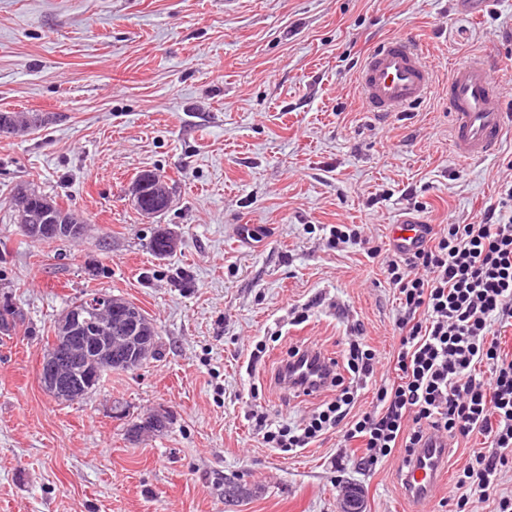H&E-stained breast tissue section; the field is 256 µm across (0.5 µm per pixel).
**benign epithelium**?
I'll use <instances>...</instances> for the list:
<instances>
[{
	"mask_svg": "<svg viewBox=\"0 0 512 512\" xmlns=\"http://www.w3.org/2000/svg\"><path fill=\"white\" fill-rule=\"evenodd\" d=\"M17 195L19 201L15 214L22 215L24 230L29 235L39 238L82 234L77 215L34 208L30 204L32 190L29 187L20 189ZM172 198L168 182L152 171L143 172L129 191V200L146 219L166 210ZM60 327L62 334L56 337L52 354L42 360L39 373L42 384L61 400L94 386V381L88 375L70 369L64 356V350L79 346L84 338L102 333L111 335L110 340L104 343L100 341L94 346L98 375L112 370L114 366L136 367L150 353L139 311L110 294H98L77 303L62 317ZM164 421V416L153 413L135 423L132 432L151 433L160 428Z\"/></svg>",
	"mask_w": 512,
	"mask_h": 512,
	"instance_id": "obj_1",
	"label": "benign epithelium"
}]
</instances>
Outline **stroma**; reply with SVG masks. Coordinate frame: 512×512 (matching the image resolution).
<instances>
[{
  "instance_id": "1",
  "label": "stroma",
  "mask_w": 512,
  "mask_h": 512,
  "mask_svg": "<svg viewBox=\"0 0 512 512\" xmlns=\"http://www.w3.org/2000/svg\"><path fill=\"white\" fill-rule=\"evenodd\" d=\"M401 35L436 84L376 116L358 69ZM475 54L512 116V0L478 17L459 0H0V112L43 119L0 139V297L26 317L0 335V512H340L347 485L364 512H448L480 438L450 448L437 492L416 504L400 492L401 453L368 470L359 441L333 431L284 453L254 417L292 424L322 404L269 386L295 345L337 357L362 337L396 380L391 224L473 223L512 179V133L480 160L449 144L443 90ZM145 169L173 188L150 220L127 196ZM25 185L83 216V235L25 236L13 208ZM336 224L364 225L379 257L331 248ZM160 227L180 238L165 258L149 247ZM96 291L143 309L157 351L61 402L39 381L47 339ZM154 412L167 428L133 440L132 422ZM232 485L250 496L229 497Z\"/></svg>"
}]
</instances>
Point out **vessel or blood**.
I'll return each mask as SVG.
<instances>
[{"label":"vessel or blood","instance_id":"1","mask_svg":"<svg viewBox=\"0 0 512 512\" xmlns=\"http://www.w3.org/2000/svg\"><path fill=\"white\" fill-rule=\"evenodd\" d=\"M357 82L366 108L379 116L423 100L431 92L433 75L419 49L409 40H388L363 61ZM448 109L452 116L451 140L457 155L480 159L494 153L506 133L507 114L503 110V86L490 74V61L476 57L457 64L446 88ZM425 236V226L415 218L396 220L391 230L394 249L415 247ZM293 372L287 373L285 385L297 379L321 385L331 368L329 355L311 349L297 358ZM449 444L431 438L417 448L411 463L402 468V491L418 502L430 499L440 484Z\"/></svg>","mask_w":512,"mask_h":512}]
</instances>
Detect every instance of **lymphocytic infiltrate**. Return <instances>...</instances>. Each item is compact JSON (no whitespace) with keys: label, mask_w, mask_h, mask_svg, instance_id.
Returning <instances> with one entry per match:
<instances>
[{"label":"lymphocytic infiltrate","mask_w":512,"mask_h":512,"mask_svg":"<svg viewBox=\"0 0 512 512\" xmlns=\"http://www.w3.org/2000/svg\"><path fill=\"white\" fill-rule=\"evenodd\" d=\"M384 272L398 294V380L380 384L373 410L355 412L357 392L375 378L379 360L367 344L347 342L327 385L331 399L305 425L261 418L263 439L293 452L324 431L361 440L362 465L402 450L411 460L432 435L453 440L480 435L484 450L457 475L448 501L467 512L471 497L489 498L512 462V356L499 329L512 326V183L470 224L429 233L412 250L397 252Z\"/></svg>","instance_id":"f902f5d3"}]
</instances>
